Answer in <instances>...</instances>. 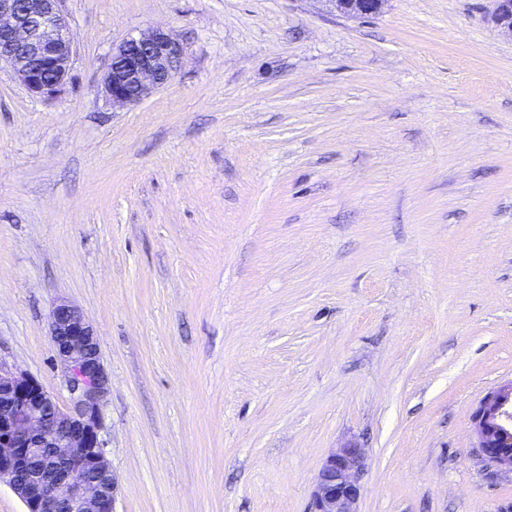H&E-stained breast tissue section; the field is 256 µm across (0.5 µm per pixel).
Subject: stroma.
<instances>
[{"label": "stroma", "instance_id": "35a3bbf8", "mask_svg": "<svg viewBox=\"0 0 512 512\" xmlns=\"http://www.w3.org/2000/svg\"><path fill=\"white\" fill-rule=\"evenodd\" d=\"M491 0H64L72 82L0 67V364L68 394L78 306L110 388L115 512H308L365 450L358 512H512L475 448L512 381V40ZM183 44L139 105L113 46ZM334 12L353 17L366 18L381 11L384 0H324ZM182 44L170 33L153 28L112 49L102 79V94L112 107L135 106L166 85L178 71ZM364 448L346 443L323 461L313 483L309 512H358Z\"/></svg>", "mask_w": 512, "mask_h": 512}]
</instances>
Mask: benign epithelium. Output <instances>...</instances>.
I'll return each mask as SVG.
<instances>
[{
    "label": "benign epithelium",
    "mask_w": 512,
    "mask_h": 512,
    "mask_svg": "<svg viewBox=\"0 0 512 512\" xmlns=\"http://www.w3.org/2000/svg\"><path fill=\"white\" fill-rule=\"evenodd\" d=\"M62 0H0V65L38 98L53 99L71 82L74 57ZM339 14L366 18L384 0H324ZM489 22L512 39V0H491ZM182 44L153 28L112 49L102 94L114 106H135L178 71ZM54 361L69 392L61 406L25 372L0 366V485L24 512H114L115 482L106 458L101 406L109 379L100 341L83 311L67 301L49 315ZM476 448L488 466L512 473V381L488 393L474 413ZM364 449L347 443L323 461L309 512H357Z\"/></svg>",
    "instance_id": "1"
}]
</instances>
